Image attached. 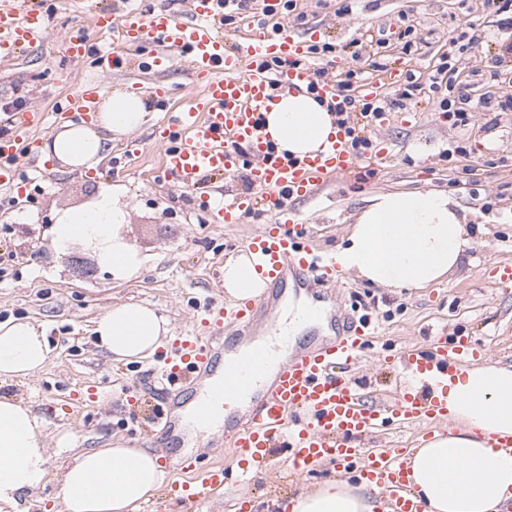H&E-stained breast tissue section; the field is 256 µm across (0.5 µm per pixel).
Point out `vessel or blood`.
Listing matches in <instances>:
<instances>
[{
  "label": "vessel or blood",
  "instance_id": "b4317fda",
  "mask_svg": "<svg viewBox=\"0 0 512 512\" xmlns=\"http://www.w3.org/2000/svg\"><path fill=\"white\" fill-rule=\"evenodd\" d=\"M188 4L185 21L165 9L132 10L123 16L99 10L89 26L57 42L58 52L78 61L89 53L92 35L109 37L111 48L99 52L107 73L124 65L128 51H141L148 44L153 47L149 65L185 61L200 88L159 132L165 179L171 186L191 189L203 174L231 178L247 168L252 194L204 201L205 211L220 224H238L255 213L277 217L245 241L256 268L269 279L270 290L264 297L238 303L229 313L231 324L246 339L244 353L227 360L222 344L189 333L179 337L177 357L162 359L172 400L200 387L204 396L195 412L197 419L220 408L234 420L225 431L234 450V466L210 460L205 452L171 459L178 478L168 486L166 496L196 512L225 494L234 497L235 512H250L249 499L237 492L236 485L279 454L295 478L328 462L349 478L378 488L390 512H423L408 486L404 449L367 450L360 440L394 425L422 422L438 428L447 415L449 383L482 353L466 336L450 342L439 338L425 348L408 346L394 361L407 379L421 383V390L403 387L388 399L374 401L362 393L352 368L377 328L367 316H337L331 288L341 278L340 266L313 246L306 225L289 218L288 208L291 201L311 198L333 179L355 175L367 158L352 148V135L345 126L338 127L334 138L315 155L282 157L272 147L262 121L272 101L267 65L274 61L282 64L283 90L311 86L322 98L340 101L335 79L321 75L319 67L308 61L309 47L320 39L321 31L315 27L298 33L285 26L275 32L250 20L246 43L234 48L218 23V0H188ZM48 36L46 16L35 0H0V64L15 60L19 52L44 43ZM106 90L104 80H87L53 116L36 110L11 112L10 129L0 135V187L17 184L12 162L20 151H32L35 133L47 120H91ZM290 291L311 296L305 317L326 321L329 333L282 358L273 347L254 343L251 334L262 324L269 335L289 345L279 313Z\"/></svg>",
  "mask_w": 512,
  "mask_h": 512
}]
</instances>
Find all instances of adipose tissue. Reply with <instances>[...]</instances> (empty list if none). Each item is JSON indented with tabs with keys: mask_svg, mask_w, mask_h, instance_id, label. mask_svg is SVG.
I'll list each match as a JSON object with an SVG mask.
<instances>
[{
	"mask_svg": "<svg viewBox=\"0 0 512 512\" xmlns=\"http://www.w3.org/2000/svg\"><path fill=\"white\" fill-rule=\"evenodd\" d=\"M152 117L145 98L113 90L92 124L68 123L42 152L70 169L92 167L115 140L138 131ZM278 150L302 157L319 152L336 134L334 117L307 90L279 95L264 114ZM126 213L110 191L87 206L60 209L51 228L62 251L95 246L114 278L132 276L142 257L119 234ZM471 244L466 214L441 191H388L371 196L336 254L344 271L381 288L412 290L436 284L460 264ZM268 284L249 253L224 264L228 299L246 301ZM98 344L118 361H139L155 353L169 332L168 319L138 303L113 306L95 323ZM51 353L43 328L25 319L0 322V377L30 376ZM448 418L455 432L434 434L415 449L407 465L409 485L426 512H506L512 504V451L492 438L512 437V367L473 366L448 386ZM48 441L30 407L0 399V508L47 481ZM168 472L160 454L148 448H92L79 452L61 477L64 512H132L160 489ZM368 487L343 480L325 482L292 502V512H374Z\"/></svg>",
	"mask_w": 512,
	"mask_h": 512,
	"instance_id": "ef3b65f1",
	"label": "adipose tissue"
}]
</instances>
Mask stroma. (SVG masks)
I'll use <instances>...</instances> for the list:
<instances>
[{
    "label": "stroma",
    "mask_w": 512,
    "mask_h": 512,
    "mask_svg": "<svg viewBox=\"0 0 512 512\" xmlns=\"http://www.w3.org/2000/svg\"><path fill=\"white\" fill-rule=\"evenodd\" d=\"M456 0H297L303 20L290 26L303 32L322 24L323 40L345 44L365 31L385 28L388 38L366 44L365 52L384 63L381 79L387 92L404 88L408 75L428 78L439 57L448 61L453 87L423 93L377 128L373 151L388 158L382 172L367 180L343 179L313 200L292 203L300 223L309 225L316 246L329 255L346 238L366 198L383 191L445 190L452 192L479 227L460 265L446 281L408 293H397L345 276L334 294L338 314L368 315L382 323L388 350L402 344L426 345L429 331L445 326L447 336L467 335L484 347L485 363L512 364V281L501 282L500 266L512 263V110L490 115L473 113L459 128L439 103L454 98L463 85L495 97L512 93V58L499 59L500 44L511 36L483 0H468L478 15L474 48L450 43L452 31L466 18ZM51 13L48 43L29 48L12 65L0 67V104L24 95L29 109L48 111L73 85L102 76L91 62L74 63L54 50L53 43L73 27L89 22L90 10L114 8L119 0H45ZM351 5L348 16L337 11ZM413 27L412 50H404L398 31ZM105 77V76H102ZM155 76L138 62L106 76L109 89L150 84ZM153 122L115 142L95 168L80 173L56 160H40L51 183L42 190L23 184L14 205L0 209V256L13 273L0 280V319L26 317L44 327L52 352L43 369L21 379H0V396L29 404L44 418L49 443L67 435L74 451L124 445L151 448L171 459L179 447L165 427L172 407L166 383L156 372L157 359L116 362L100 350L92 324L112 306L144 303L162 309L171 321V340L160 353L173 355V337L194 330L208 336L209 318L224 299V263L242 251L245 239L270 215H252L240 224H218L199 207L198 192L175 190L157 182L160 144ZM465 147L467 157L455 155ZM113 190L126 204L127 220L120 232L146 257L145 266L124 280L104 269L78 278L66 256L57 254L49 229L58 208L90 204L104 190ZM368 389L382 394L403 385V376L367 352L358 362ZM66 454L51 451L49 476L43 488L27 496L26 512H61L59 477ZM326 463L310 476L288 482L281 459H274L243 492L252 496L257 512L272 502L289 500L334 479Z\"/></svg>",
    "instance_id": "1"
}]
</instances>
